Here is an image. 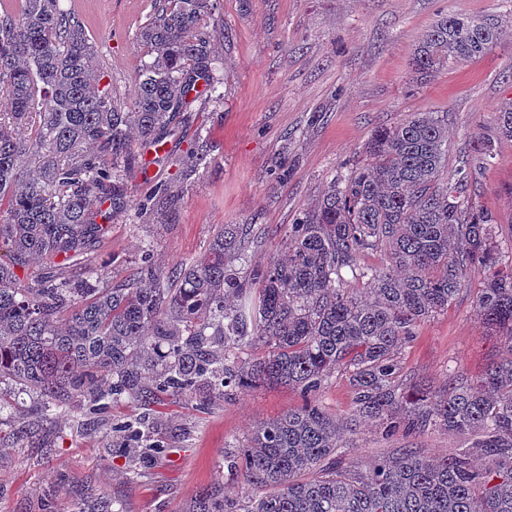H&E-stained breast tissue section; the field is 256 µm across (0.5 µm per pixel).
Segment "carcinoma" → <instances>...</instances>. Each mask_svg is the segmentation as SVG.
Segmentation results:
<instances>
[{
  "label": "carcinoma",
  "mask_w": 512,
  "mask_h": 512,
  "mask_svg": "<svg viewBox=\"0 0 512 512\" xmlns=\"http://www.w3.org/2000/svg\"><path fill=\"white\" fill-rule=\"evenodd\" d=\"M153 2L136 32L152 61L129 106L101 85L73 10L60 0H18L17 10L0 2V247L10 255L0 260V381L34 394L41 417L78 397L103 409L124 397L145 404L198 387L223 397L256 382L288 384L305 403L260 423L227 459L250 495L246 512H512V265L501 268L495 224L471 202L466 175L445 170L448 129L433 113L374 130L367 165L334 175L288 227L282 256L248 277L233 266L242 224L224 225L203 257L168 276L148 250L122 283H104L83 262L108 231L97 222L103 205L142 215L168 195L131 198L138 149L169 158L165 139L184 126L193 86L203 82L210 98L221 84L204 26L219 0ZM499 39L493 18L445 14L412 65L438 73ZM496 119L512 138V101ZM40 149L52 160L26 166ZM373 250L387 267L358 268ZM476 265L486 271L477 315L505 338L507 355L475 380L450 374L445 388L408 398L401 349L448 309ZM347 268L367 279L365 295L347 287ZM248 344L267 352L244 360L238 350ZM339 371L354 395L346 422L315 404ZM360 421L387 436L436 426L470 445L445 457L402 448L364 469L339 467L336 452ZM112 430L143 454L163 448L136 415ZM191 512L237 505L214 486Z\"/></svg>",
  "instance_id": "cac0c4a2"
}]
</instances>
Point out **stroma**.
<instances>
[{"instance_id": "1", "label": "stroma", "mask_w": 512, "mask_h": 512, "mask_svg": "<svg viewBox=\"0 0 512 512\" xmlns=\"http://www.w3.org/2000/svg\"><path fill=\"white\" fill-rule=\"evenodd\" d=\"M81 16L95 46L93 65L117 99L131 102L143 52L135 30L149 0H62ZM495 16L498 46L472 61L417 78L413 52L439 15ZM216 34L222 83L216 98L189 106L190 124L169 137L168 160L132 173L135 198L157 185L173 191L153 212L107 216V235L92 253L108 281L125 279L153 249L170 272L198 259L226 224L250 235L237 263L241 273L280 257L283 238L342 164L366 161L373 130L412 112L448 118V169H465L475 205L503 239L512 238V139L499 134L495 113L512 100V0H220L206 20ZM208 136L195 180L183 183L182 161ZM491 141L492 162L474 140ZM486 272L472 268L446 311L422 322L401 350L408 383L443 386L450 371L480 375L504 350L475 311ZM0 394L12 411L0 414V512H97L111 497L115 512H189L204 489L242 485L224 455L238 451L259 424L303 405L288 386L236 388L221 399L163 396L143 407L127 400L104 411L77 400L65 414L42 420L32 397L10 381ZM147 416L165 443L161 454L131 460L112 437L126 415ZM467 439L441 429L385 436L358 425L340 458L364 468L402 448L444 457Z\"/></svg>"}]
</instances>
